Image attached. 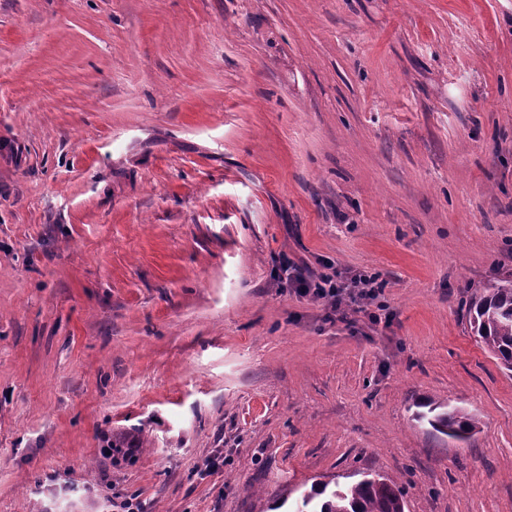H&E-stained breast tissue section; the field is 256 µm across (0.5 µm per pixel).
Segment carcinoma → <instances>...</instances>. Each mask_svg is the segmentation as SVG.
<instances>
[{
  "instance_id": "carcinoma-1",
  "label": "carcinoma",
  "mask_w": 512,
  "mask_h": 512,
  "mask_svg": "<svg viewBox=\"0 0 512 512\" xmlns=\"http://www.w3.org/2000/svg\"><path fill=\"white\" fill-rule=\"evenodd\" d=\"M470 323L481 342L512 371V280L477 288L469 301ZM417 414L439 434L465 440L480 430L479 420L440 403H427ZM405 490L387 480L365 474L344 488L311 490L297 502L294 512H403Z\"/></svg>"
}]
</instances>
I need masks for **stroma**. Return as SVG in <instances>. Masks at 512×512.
<instances>
[{"instance_id":"1","label":"stroma","mask_w":512,"mask_h":512,"mask_svg":"<svg viewBox=\"0 0 512 512\" xmlns=\"http://www.w3.org/2000/svg\"><path fill=\"white\" fill-rule=\"evenodd\" d=\"M286 261L376 276L390 322ZM501 280L512 0H0V512H294L355 472L512 512L468 315ZM294 272L288 273L290 280L296 287L300 296L310 297L316 300H325L330 308L335 312L341 310L343 304L348 305L357 301V298H368L374 300L381 289L374 277L360 278L359 284L362 287L354 286L357 292L349 291V285L341 281L340 273L337 271L330 274H322L318 277L305 276L299 269L294 268ZM425 413H418L417 420H427L430 427L451 439L465 440L480 430L479 420L472 414L458 409H446L441 403H427Z\"/></svg>"}]
</instances>
